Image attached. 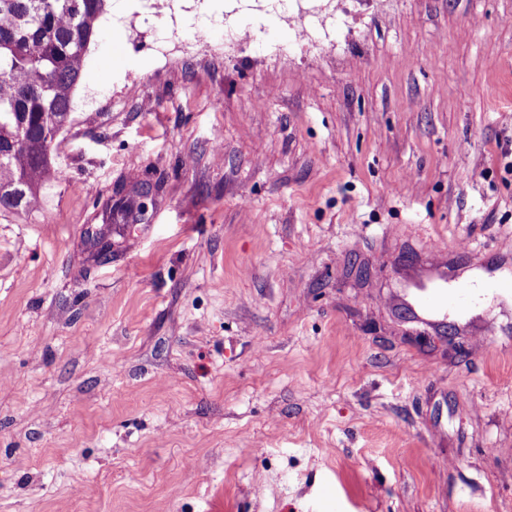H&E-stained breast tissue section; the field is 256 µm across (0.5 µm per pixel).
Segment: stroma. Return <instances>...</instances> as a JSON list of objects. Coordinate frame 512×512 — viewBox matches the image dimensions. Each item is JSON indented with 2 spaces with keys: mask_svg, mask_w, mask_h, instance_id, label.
<instances>
[{
  "mask_svg": "<svg viewBox=\"0 0 512 512\" xmlns=\"http://www.w3.org/2000/svg\"><path fill=\"white\" fill-rule=\"evenodd\" d=\"M110 0L38 209L0 211V512H512V299L465 353L403 261L512 272V0ZM148 181L111 261L77 256ZM316 0H225L224 1V23L231 13L236 10H255L261 12L265 9H288V21L300 36H305L308 30L320 20L314 9L307 7L304 2Z\"/></svg>",
  "mask_w": 512,
  "mask_h": 512,
  "instance_id": "35a3bbf8",
  "label": "stroma"
}]
</instances>
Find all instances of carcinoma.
<instances>
[{"label":"carcinoma","instance_id":"1","mask_svg":"<svg viewBox=\"0 0 512 512\" xmlns=\"http://www.w3.org/2000/svg\"><path fill=\"white\" fill-rule=\"evenodd\" d=\"M108 0H0V210L30 211Z\"/></svg>","mask_w":512,"mask_h":512}]
</instances>
